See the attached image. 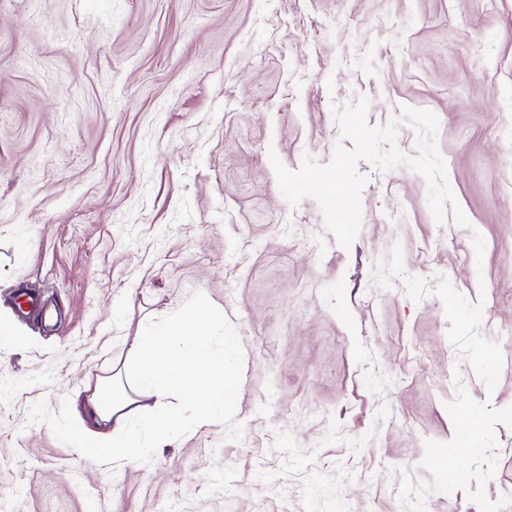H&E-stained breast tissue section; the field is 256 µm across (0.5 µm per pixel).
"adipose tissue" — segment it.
<instances>
[{
  "instance_id": "ef3b65f1",
  "label": "adipose tissue",
  "mask_w": 512,
  "mask_h": 512,
  "mask_svg": "<svg viewBox=\"0 0 512 512\" xmlns=\"http://www.w3.org/2000/svg\"><path fill=\"white\" fill-rule=\"evenodd\" d=\"M222 317V311L201 302L134 336L133 380L119 386L114 377L98 379L92 393L74 404L76 456L137 466L183 432L178 414L163 406L173 395L195 405L197 426L223 420L238 395V382L210 334L211 324Z\"/></svg>"
}]
</instances>
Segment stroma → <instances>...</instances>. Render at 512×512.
Wrapping results in <instances>:
<instances>
[{
  "label": "stroma",
  "instance_id": "obj_1",
  "mask_svg": "<svg viewBox=\"0 0 512 512\" xmlns=\"http://www.w3.org/2000/svg\"><path fill=\"white\" fill-rule=\"evenodd\" d=\"M361 97L436 114L468 226L366 160L350 247L282 197ZM510 129L512 0H0V506L512 512ZM199 301L223 422L75 456L72 403Z\"/></svg>",
  "mask_w": 512,
  "mask_h": 512
}]
</instances>
